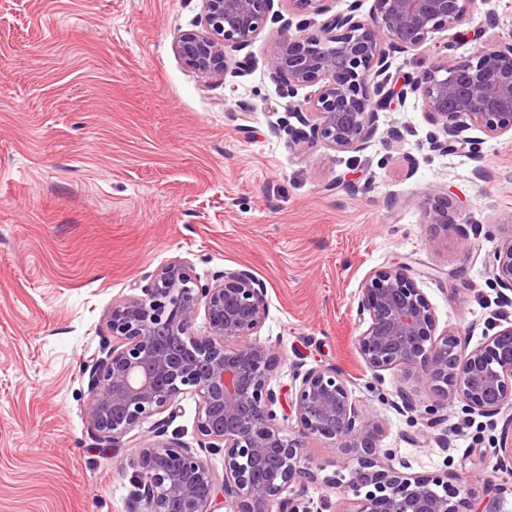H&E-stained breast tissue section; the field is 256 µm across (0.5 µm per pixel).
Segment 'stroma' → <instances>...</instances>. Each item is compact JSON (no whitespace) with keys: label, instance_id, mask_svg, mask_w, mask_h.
<instances>
[{"label":"stroma","instance_id":"1","mask_svg":"<svg viewBox=\"0 0 512 512\" xmlns=\"http://www.w3.org/2000/svg\"><path fill=\"white\" fill-rule=\"evenodd\" d=\"M202 13V0H0V512H131L134 465L163 417L99 448L84 419L89 367L112 341L113 301L176 258L204 284L252 272L267 288L260 338L284 354L278 384L291 388L300 366L336 369L379 417L381 447L467 486L481 512L512 407L491 424L452 401L432 429L399 411L400 377L375 381L355 347L357 297L372 270L408 264L439 329L483 342L498 300L485 262L512 234V136L473 127L480 157L433 150L441 127L411 96L379 112L361 151L294 143L290 107L316 89L270 78L278 22L211 82L172 50ZM461 31L395 53L391 79L512 39V0H475ZM437 197L458 222L434 240L424 212ZM178 406L168 433L201 449L196 396ZM307 446L322 466L309 497L332 495L351 456ZM201 451L223 474V453Z\"/></svg>","mask_w":512,"mask_h":512}]
</instances>
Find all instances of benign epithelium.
<instances>
[{"mask_svg":"<svg viewBox=\"0 0 512 512\" xmlns=\"http://www.w3.org/2000/svg\"><path fill=\"white\" fill-rule=\"evenodd\" d=\"M201 28L178 34L173 52L202 77L221 81L232 53L250 46L264 28L274 0H202ZM327 0H288V10L322 15ZM352 0L312 33L282 20L268 55L270 77L290 88L319 86L314 99L294 107L301 129L292 141L337 152H358L375 130L378 111L412 94L441 125L445 151L458 144L479 152L462 136L474 126L489 138L512 133V39L450 64L436 61L422 75L386 90L379 77L393 53L422 46L435 33L458 28L474 0H374L372 17L359 16ZM431 238L448 231V199L425 211ZM489 270L496 287L512 291V235L502 239ZM423 274L407 265L380 267L360 288L361 330L356 349L374 379L390 371L436 400L425 407L430 425L441 402L492 418L512 405V324L503 308L486 322L485 342L474 348L446 331L423 289ZM133 285L140 293L112 303L106 317L112 343L90 368L85 420L107 448H116L152 416L177 413L179 397H198L201 447L224 451L218 476L207 458L177 438L154 442L141 453L132 479L134 512H460L466 501L448 499L442 476L408 472L396 450L379 445L377 415L357 402L336 370L315 367L296 374L289 412L277 413L274 381L280 347L260 341L268 317L267 290L251 272L226 269L202 285L187 261L175 259ZM205 312L208 335L197 336ZM320 438L354 457L346 491L319 505L307 498L322 465L307 440ZM499 471L512 476V440L495 449ZM353 497H348V494Z\"/></svg>","mask_w":512,"mask_h":512,"instance_id":"obj_1","label":"benign epithelium"}]
</instances>
